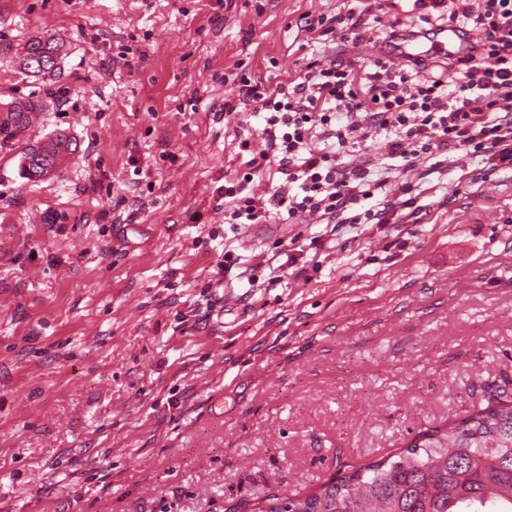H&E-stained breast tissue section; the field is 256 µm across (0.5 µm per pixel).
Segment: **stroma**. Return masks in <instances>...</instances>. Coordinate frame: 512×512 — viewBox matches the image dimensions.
Listing matches in <instances>:
<instances>
[{"label":"stroma","instance_id":"stroma-1","mask_svg":"<svg viewBox=\"0 0 512 512\" xmlns=\"http://www.w3.org/2000/svg\"><path fill=\"white\" fill-rule=\"evenodd\" d=\"M358 4L0 0L1 43L65 45L41 77L0 56V108L43 103L0 147V512H255L512 396V171H390L418 220L224 221L263 124L225 74L294 79L299 15ZM382 41L313 48L360 71ZM77 144L64 134L30 145L23 151L25 175L28 179L38 181L52 171L65 153H75Z\"/></svg>","mask_w":512,"mask_h":512}]
</instances>
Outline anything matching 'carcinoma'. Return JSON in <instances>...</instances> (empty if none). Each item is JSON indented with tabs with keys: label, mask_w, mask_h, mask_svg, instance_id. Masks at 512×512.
<instances>
[{
	"label": "carcinoma",
	"mask_w": 512,
	"mask_h": 512,
	"mask_svg": "<svg viewBox=\"0 0 512 512\" xmlns=\"http://www.w3.org/2000/svg\"><path fill=\"white\" fill-rule=\"evenodd\" d=\"M63 46L44 37L29 39L19 57L28 74L57 69ZM39 101L11 103L0 113V142L26 130ZM77 151L67 136L23 151L25 175L38 181L65 153ZM498 407L469 409L445 432L365 466H354L298 500L273 494L260 512H512V400Z\"/></svg>",
	"instance_id": "carcinoma-1"
}]
</instances>
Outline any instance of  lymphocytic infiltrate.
Listing matches in <instances>:
<instances>
[{
  "mask_svg": "<svg viewBox=\"0 0 512 512\" xmlns=\"http://www.w3.org/2000/svg\"><path fill=\"white\" fill-rule=\"evenodd\" d=\"M419 21L453 23L470 38L467 53L450 57L456 85L429 73L424 60L407 67L378 58L367 71L334 60L307 59L303 73L275 89L240 77L238 93L263 114L262 151L249 140L246 170L226 179L223 196L228 224L279 219L301 223L316 215L328 224H387L398 213L419 214L416 188L402 183L395 200L382 199L385 177H373L355 151L371 131L388 136L387 155L405 167L416 158H447L472 150L491 170H512V0H412ZM372 5L334 15L299 16L300 31L356 43L368 26ZM282 181L270 196L256 195L253 182L270 167Z\"/></svg>",
  "mask_w": 512,
  "mask_h": 512,
  "instance_id": "obj_1",
  "label": "lymphocytic infiltrate"
}]
</instances>
